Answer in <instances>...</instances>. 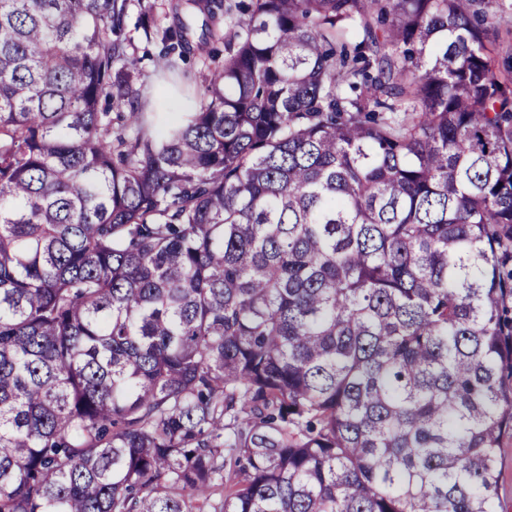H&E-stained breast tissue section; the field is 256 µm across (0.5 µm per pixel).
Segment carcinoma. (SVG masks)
I'll list each match as a JSON object with an SVG mask.
<instances>
[{
	"mask_svg": "<svg viewBox=\"0 0 512 512\" xmlns=\"http://www.w3.org/2000/svg\"><path fill=\"white\" fill-rule=\"evenodd\" d=\"M129 2L0 0V512H496L512 11L249 0L154 127ZM489 40L493 42L495 64L506 76L512 75V34L504 29L495 34L491 29Z\"/></svg>",
	"mask_w": 512,
	"mask_h": 512,
	"instance_id": "obj_1",
	"label": "carcinoma"
}]
</instances>
